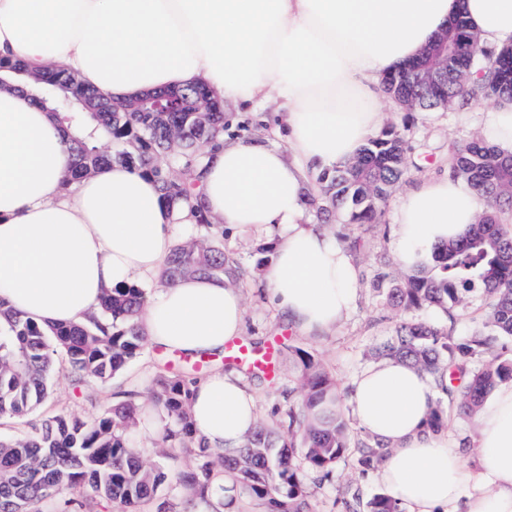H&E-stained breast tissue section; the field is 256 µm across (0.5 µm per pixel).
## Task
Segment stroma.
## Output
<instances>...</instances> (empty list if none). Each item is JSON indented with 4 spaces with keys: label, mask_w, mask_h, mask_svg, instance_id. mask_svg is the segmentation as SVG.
<instances>
[{
    "label": "stroma",
    "mask_w": 512,
    "mask_h": 512,
    "mask_svg": "<svg viewBox=\"0 0 512 512\" xmlns=\"http://www.w3.org/2000/svg\"><path fill=\"white\" fill-rule=\"evenodd\" d=\"M485 120L484 110L473 103L438 114L401 110L388 113V123L405 129L408 171L393 188L372 223L349 224L339 219L328 225V232L339 244L352 247L360 268V279L355 307L336 329L325 335L298 334L280 319L269 302L264 274L272 260L270 249L275 246V239L253 231H225L224 250L245 271L239 284L245 306L244 340L259 351L276 341L285 347L278 359L276 385H269L267 380L248 372L243 375L256 393L261 424L275 425L288 409L287 394L300 392L292 349L300 348L311 353L343 393L359 372L378 362V347L393 335L401 318L400 311L389 303L387 292L408 273L396 257L397 212L407 195L424 180L447 176L452 165L453 147L481 135ZM274 126L271 111L262 108H233L224 118V133L228 138L272 140L276 145H284V137L274 136ZM488 312V299L474 292L469 294L456 322H449L440 310L434 308L420 310L418 316L442 328L454 324L455 335L469 336L484 329ZM186 363V358L180 357L179 353L147 344L110 382L92 381L78 390L72 388L64 370H57L48 401L34 411L29 420L36 423L60 410L74 411L88 419L95 417L123 402L127 393L144 392L155 373L165 365L183 366ZM304 478L315 512H342L343 498L356 491L366 500L384 491L372 473L361 471L356 455L351 451L336 463L329 476L308 470Z\"/></svg>",
    "instance_id": "35a3bbf8"
}]
</instances>
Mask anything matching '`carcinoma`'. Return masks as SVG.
Listing matches in <instances>:
<instances>
[{
	"instance_id": "obj_1",
	"label": "carcinoma",
	"mask_w": 512,
	"mask_h": 512,
	"mask_svg": "<svg viewBox=\"0 0 512 512\" xmlns=\"http://www.w3.org/2000/svg\"><path fill=\"white\" fill-rule=\"evenodd\" d=\"M471 37L461 16L448 26L450 47L468 44ZM505 55L511 59L512 51L478 50L466 56L463 64L472 82L448 89V106H465L476 95L512 98V68ZM72 79L58 69L31 74L0 61V86L22 84L52 111ZM384 89L391 97L414 94L423 110L438 104L424 89L388 81ZM85 92V102L74 101L60 120L74 156L71 179L119 162L150 174L170 207L196 195L205 148L224 134V113L195 111L198 100L215 99L210 90L203 85L168 89L181 102L179 112H156L158 101L146 96L117 105L96 89ZM406 152L404 130L398 127L369 137L355 158L318 176V212L342 211L353 224L371 223L407 172ZM452 173L478 191L486 208L462 239L437 247L433 265L415 270L389 296L408 312L438 308L452 324L467 295L479 290L490 299L486 331L458 339L449 327L411 317L398 324L379 355L430 374L448 372L450 406L467 416L479 411L498 384L512 381V357L499 347V340L512 339V234L498 221L499 210L512 207V152L476 137L455 149ZM188 275L221 282L241 276L224 253V231L202 212L196 216L195 238L174 247L163 280L172 285ZM147 301L142 288L114 289L85 322L50 329L0 302V420H20L46 400L59 355L73 388L89 380L111 381L146 342L140 316ZM295 356L299 397L289 402L279 428H257L233 454L209 447L193 427L194 366L159 373L145 397L162 417L161 445L169 449L165 464L148 462L128 435L141 409L136 393L91 422L60 412L23 436L0 439V512H143L153 503L155 512H217L213 501L223 496L228 473L247 495L263 501L267 512H314L297 457L328 476L349 448L347 424L336 409L335 380L310 353L297 349ZM183 452L192 453L193 466H182ZM355 452L362 470L375 469L378 446L363 441ZM165 482L186 492L184 504L156 502ZM64 488L77 491V497L60 502L57 493ZM366 507L368 512H401L387 494L374 496Z\"/></svg>"
}]
</instances>
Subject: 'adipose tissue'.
<instances>
[{"instance_id":"adipose-tissue-1","label":"adipose tissue","mask_w":512,"mask_h":512,"mask_svg":"<svg viewBox=\"0 0 512 512\" xmlns=\"http://www.w3.org/2000/svg\"><path fill=\"white\" fill-rule=\"evenodd\" d=\"M481 45L512 44V0H0V58L38 72L57 64L113 100L202 84L222 105L276 102L286 146L251 139L209 151L200 209L234 231L276 237L265 273L283 321L305 336L336 327L356 301L350 252L310 224L324 170L353 158L393 104L383 78L413 61L457 16ZM54 115L0 89V300L43 326L82 322L102 294L165 266L173 228L151 176L112 163L73 185ZM484 204L468 183L424 180L402 203L399 262L415 268L458 238ZM151 343L223 353L244 327L240 289L204 276L162 288L141 317ZM436 377L394 359L364 369L348 394L358 427L384 448L376 475L403 512H512V382L478 414L475 466L427 429ZM192 417L215 449L239 448L256 397L233 370L196 385Z\"/></svg>"}]
</instances>
